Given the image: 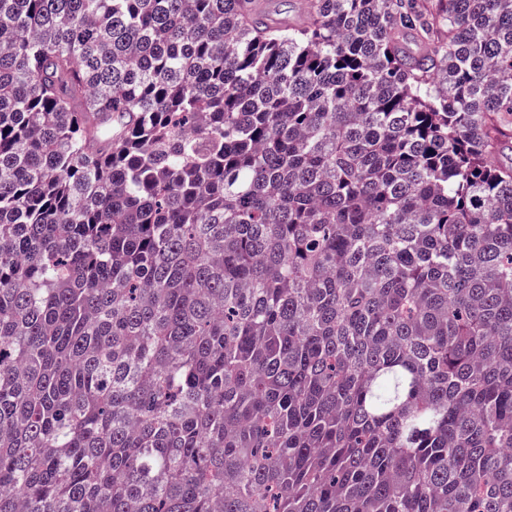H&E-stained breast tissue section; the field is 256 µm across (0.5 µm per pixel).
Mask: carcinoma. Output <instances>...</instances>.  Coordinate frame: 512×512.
I'll list each match as a JSON object with an SVG mask.
<instances>
[{"label":"carcinoma","instance_id":"obj_1","mask_svg":"<svg viewBox=\"0 0 512 512\" xmlns=\"http://www.w3.org/2000/svg\"><path fill=\"white\" fill-rule=\"evenodd\" d=\"M511 143L512 0H0V512H512Z\"/></svg>","mask_w":512,"mask_h":512}]
</instances>
